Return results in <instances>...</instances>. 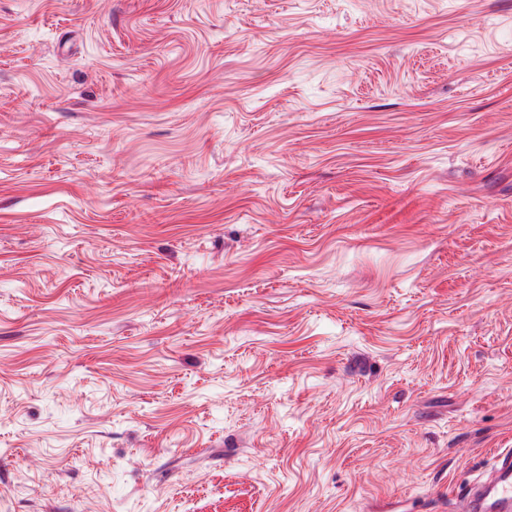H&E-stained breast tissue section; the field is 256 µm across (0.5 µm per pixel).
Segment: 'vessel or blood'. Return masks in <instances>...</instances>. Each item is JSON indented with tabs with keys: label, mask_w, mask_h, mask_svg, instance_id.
Returning a JSON list of instances; mask_svg holds the SVG:
<instances>
[{
	"label": "vessel or blood",
	"mask_w": 512,
	"mask_h": 512,
	"mask_svg": "<svg viewBox=\"0 0 512 512\" xmlns=\"http://www.w3.org/2000/svg\"><path fill=\"white\" fill-rule=\"evenodd\" d=\"M456 512H512V448L499 453L488 476L455 494Z\"/></svg>",
	"instance_id": "b4317fda"
}]
</instances>
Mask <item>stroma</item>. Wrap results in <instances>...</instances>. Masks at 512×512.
<instances>
[{"label":"stroma","instance_id":"obj_1","mask_svg":"<svg viewBox=\"0 0 512 512\" xmlns=\"http://www.w3.org/2000/svg\"><path fill=\"white\" fill-rule=\"evenodd\" d=\"M512 448V0H0V512H454Z\"/></svg>","mask_w":512,"mask_h":512}]
</instances>
